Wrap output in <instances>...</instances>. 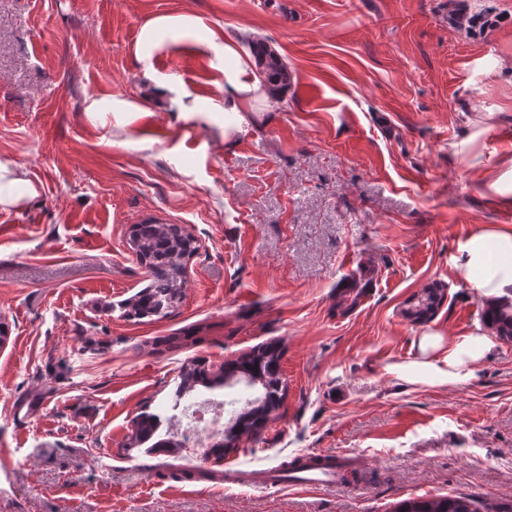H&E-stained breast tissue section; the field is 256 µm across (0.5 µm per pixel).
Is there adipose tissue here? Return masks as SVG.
Segmentation results:
<instances>
[{"mask_svg":"<svg viewBox=\"0 0 512 512\" xmlns=\"http://www.w3.org/2000/svg\"><path fill=\"white\" fill-rule=\"evenodd\" d=\"M224 54L236 59L232 45H225ZM265 82L257 73L238 63L227 75L224 89V109L244 122L247 112L253 111L256 99L265 97ZM455 275L475 288L487 301L512 303V225L496 224L473 231L458 246L453 262ZM419 347L423 361L398 367V375L406 380L420 373H432L438 383L456 386L473 378L477 363L493 347L481 332H473L461 341L444 343L441 333L424 334Z\"/></svg>","mask_w":512,"mask_h":512,"instance_id":"1","label":"adipose tissue"}]
</instances>
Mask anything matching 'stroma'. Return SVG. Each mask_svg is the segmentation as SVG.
Listing matches in <instances>:
<instances>
[{
	"label": "stroma",
	"mask_w": 512,
	"mask_h": 512,
	"mask_svg": "<svg viewBox=\"0 0 512 512\" xmlns=\"http://www.w3.org/2000/svg\"><path fill=\"white\" fill-rule=\"evenodd\" d=\"M488 20L484 31L452 12ZM189 16L196 29L145 26ZM288 66L225 130L224 46ZM0 512H393L469 494L512 506V342L471 381L406 382L428 332L482 302L457 246L512 224V0H0ZM154 219L196 240L183 296L150 322L128 245ZM356 307L339 296L361 266ZM434 317L403 316L432 284ZM278 342L286 396L261 435L189 473L183 449L126 451L185 366ZM320 452L357 460L325 491L230 475ZM248 47L256 58L268 83L273 85L288 84L290 79L288 67L279 55L268 49L267 45L260 41H250L248 42ZM24 183L20 173L0 164V204L14 202L18 198L14 195L15 187Z\"/></svg>",
	"instance_id": "obj_1"
}]
</instances>
